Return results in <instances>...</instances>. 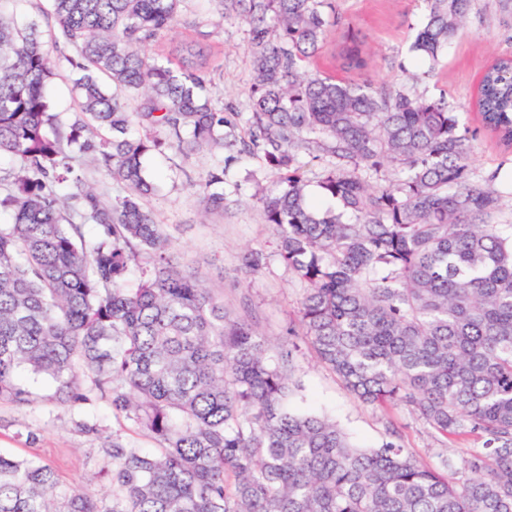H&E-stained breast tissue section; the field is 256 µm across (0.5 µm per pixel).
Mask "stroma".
<instances>
[{
  "label": "stroma",
  "mask_w": 512,
  "mask_h": 512,
  "mask_svg": "<svg viewBox=\"0 0 512 512\" xmlns=\"http://www.w3.org/2000/svg\"><path fill=\"white\" fill-rule=\"evenodd\" d=\"M335 5L339 21L311 61V69L342 81L375 86L399 85L405 83L407 74H419L418 90L429 97H446L462 124L475 130V172L482 177L499 171L496 187L502 194L503 212L512 217V146L483 128L474 107L486 67L496 56L512 53V21L504 22L497 0H475L464 27L435 63L410 50L423 20L421 0H335ZM351 30L357 33L367 58L366 67L357 70L332 62ZM206 32V44L224 61V74L213 89L214 100L247 111L252 54L243 26L227 21L220 27H207ZM217 162V156L208 153L148 157L146 170L162 180L163 189L147 204L169 235L178 265L196 271L205 287L223 297L229 311L249 316L260 332L279 342L296 317L300 286L275 258L272 231L264 224L254 196L256 188H272L276 175L255 160H242L227 176L229 182L242 184L241 195L234 197L224 213L207 216L199 205L196 185ZM250 249L269 256L267 266L254 275L242 266V256ZM297 367L304 391L291 397V407L332 416L358 444L378 446L392 437L424 464L436 463L437 449H447L456 458L474 445L470 439L447 440L435 434L406 406L383 409L361 404L334 373L317 363L309 347H301ZM32 387L37 398L30 406L18 409L0 404V453L52 467L60 479L59 493L90 488L101 494L104 506H111L104 475L109 460L101 448L116 422L107 403L69 410L49 401L46 381H34ZM80 417L96 423L99 434L75 429L73 421Z\"/></svg>",
  "instance_id": "35a3bbf8"
}]
</instances>
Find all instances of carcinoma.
<instances>
[{"instance_id": "1", "label": "carcinoma", "mask_w": 512, "mask_h": 512, "mask_svg": "<svg viewBox=\"0 0 512 512\" xmlns=\"http://www.w3.org/2000/svg\"><path fill=\"white\" fill-rule=\"evenodd\" d=\"M17 2L0 0V158L14 162L0 171V403L31 404L26 379L41 376L58 406L103 400L155 447L112 431L110 509L84 488L60 500L49 466L0 454V512H512V222L497 175L475 180L473 138L446 98L310 73L332 0H207L187 23L247 28L246 114L214 103L223 69L199 41L148 53L186 0H24L41 19L24 29L6 11ZM423 2L411 51L435 63L473 0ZM347 39L343 67L365 66ZM63 67L77 101L66 121L48 96ZM477 108L511 146V54L485 71ZM167 150L222 153L196 186L206 214L224 212L232 165L276 172L256 196L302 296L275 356L174 262L145 205L157 185L143 158ZM302 151L326 157L317 186L341 209L310 197ZM265 264L243 257L252 274ZM302 343L361 403L403 404L481 446L422 466L291 410Z\"/></svg>"}]
</instances>
